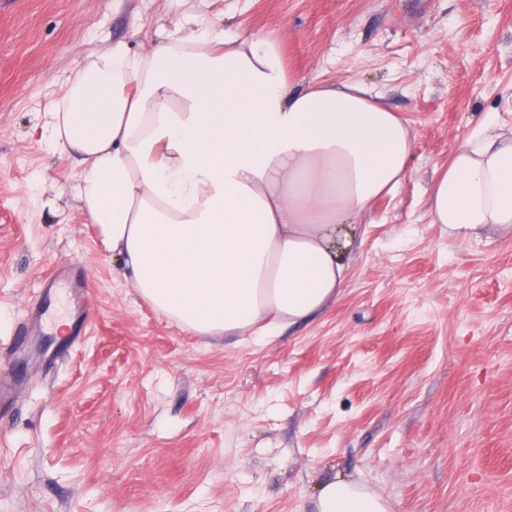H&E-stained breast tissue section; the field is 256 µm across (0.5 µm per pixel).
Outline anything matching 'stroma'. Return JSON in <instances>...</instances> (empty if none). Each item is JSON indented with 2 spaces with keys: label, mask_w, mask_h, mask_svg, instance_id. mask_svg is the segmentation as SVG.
<instances>
[{
  "label": "stroma",
  "mask_w": 512,
  "mask_h": 512,
  "mask_svg": "<svg viewBox=\"0 0 512 512\" xmlns=\"http://www.w3.org/2000/svg\"><path fill=\"white\" fill-rule=\"evenodd\" d=\"M274 39L297 78L359 82L414 134L405 183L355 231L338 298L268 336L157 311L42 131L76 73L160 31ZM512 127V0H0V512H313L354 481L391 512H512V231L433 223L436 169ZM81 266L93 324L65 361L17 341Z\"/></svg>",
  "instance_id": "obj_1"
}]
</instances>
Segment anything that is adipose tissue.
Here are the masks:
<instances>
[{
  "label": "adipose tissue",
  "instance_id": "ef3b65f1",
  "mask_svg": "<svg viewBox=\"0 0 512 512\" xmlns=\"http://www.w3.org/2000/svg\"><path fill=\"white\" fill-rule=\"evenodd\" d=\"M81 168L77 199L124 276L201 334L317 314L340 294L358 224L408 176L414 136L360 83H295L276 42L190 37L124 46L78 71L48 114ZM432 221L512 229V129L478 130L437 172ZM317 512H389L357 483Z\"/></svg>",
  "mask_w": 512,
  "mask_h": 512
}]
</instances>
